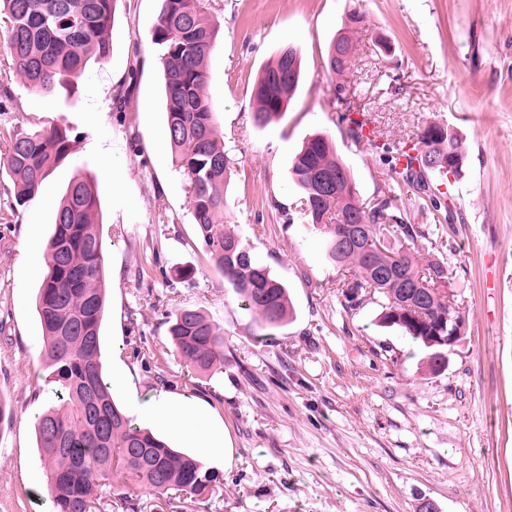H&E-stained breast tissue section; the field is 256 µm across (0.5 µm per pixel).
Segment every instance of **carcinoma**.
<instances>
[{
  "instance_id": "cac0c4a2",
  "label": "carcinoma",
  "mask_w": 512,
  "mask_h": 512,
  "mask_svg": "<svg viewBox=\"0 0 512 512\" xmlns=\"http://www.w3.org/2000/svg\"><path fill=\"white\" fill-rule=\"evenodd\" d=\"M118 0H0L5 24L3 50L13 76L41 95L77 82L89 61H104L111 50L112 21ZM365 16L347 15L345 27L330 42L326 69L338 77L336 97L348 96L343 75L350 69L356 34ZM219 31L205 0H161L153 32L160 49L165 81L167 143L172 162L186 182L189 211L212 266L233 288L241 309L263 329L283 326L288 292L272 270L260 263L254 247L224 223L225 194L235 159L224 150L215 129L208 91L207 60ZM344 59L336 61V48ZM301 61L294 47L280 49L261 71L251 92L252 119L264 127L283 115L298 87ZM3 166L14 177L18 204L36 196L46 178L72 154L67 128L51 124L7 132ZM415 156L396 149L392 159L405 165L404 184L431 190L429 175H461L466 152L457 136L441 123L417 135ZM320 174L337 176L326 190ZM303 195L300 219L325 235L327 258L354 272L338 284L350 306L367 294L383 298L381 321L400 328L423 347L426 366L439 371L437 353L448 352V339L463 317L452 295L442 291L448 280L444 263L422 262L415 241L422 233L391 213L397 196L385 195L367 209L356 197L349 167L326 133L311 135L289 170ZM99 198L85 177H75L55 206L54 230L44 257L46 273L36 311L43 331L41 354L52 368L55 384L50 406L38 417L37 448L46 472L52 512H95L101 487L125 478L148 493L171 491L200 502L208 500L216 473L193 456L177 451L151 431L135 425L113 400L112 385L101 362V324L105 314L103 240L98 221ZM363 224L377 245L341 249L336 243L344 224ZM385 269L389 275L377 276ZM174 352L191 380L224 367V333L200 310L180 307L167 314Z\"/></svg>"
}]
</instances>
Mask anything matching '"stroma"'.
<instances>
[{
	"instance_id": "stroma-1",
	"label": "stroma",
	"mask_w": 512,
	"mask_h": 512,
	"mask_svg": "<svg viewBox=\"0 0 512 512\" xmlns=\"http://www.w3.org/2000/svg\"><path fill=\"white\" fill-rule=\"evenodd\" d=\"M161 0H119L107 60L89 63L72 98L8 79L0 49V133L55 121L72 155L35 198L17 204L0 169V512H50L35 422L51 396L36 312L54 206L77 174L100 199L107 308L102 361L117 402L137 426L190 446L141 405L159 393L193 401L204 426L224 430L209 512H512V0H209L220 30L207 63L224 147L235 160L230 221L288 288L292 314L265 330L212 268L189 213L186 182L166 140L160 51L152 42ZM366 16L346 74L347 101L325 72L330 40L348 14ZM294 46L302 79L285 114L252 121L251 88L276 52ZM125 92L117 102V92ZM367 112L396 146L432 121L457 134L460 177H431L438 206L399 188L381 149L354 144L341 114ZM328 133L373 206L398 190V215L424 232L416 246L448 268L466 330L431 373L423 350L380 320L378 297L346 307L343 270L325 237L294 213L288 176L310 135ZM433 198V199H434ZM190 267L169 288L161 270ZM203 312L224 331L223 371L184 380L163 315ZM132 512H200L179 493L156 499L131 481L104 487Z\"/></svg>"
}]
</instances>
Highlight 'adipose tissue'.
Masks as SVG:
<instances>
[{"label":"adipose tissue","mask_w":512,"mask_h":512,"mask_svg":"<svg viewBox=\"0 0 512 512\" xmlns=\"http://www.w3.org/2000/svg\"><path fill=\"white\" fill-rule=\"evenodd\" d=\"M146 414L164 421L185 441L199 448L201 460L222 457L224 435L217 428L200 429L195 427L196 408L187 401L176 397H164L146 406Z\"/></svg>","instance_id":"adipose-tissue-1"}]
</instances>
